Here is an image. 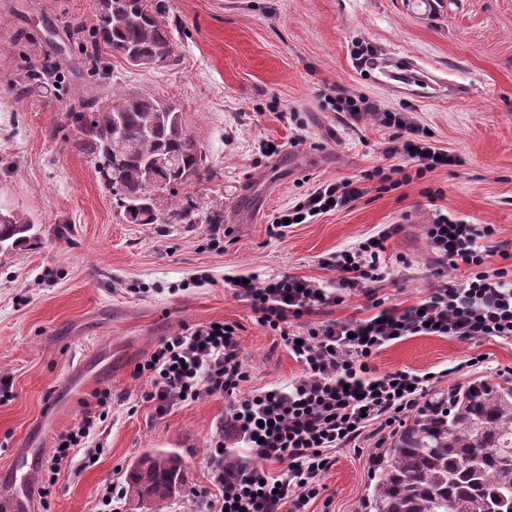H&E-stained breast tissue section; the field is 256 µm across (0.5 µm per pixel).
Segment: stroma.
<instances>
[{
    "instance_id": "obj_1",
    "label": "stroma",
    "mask_w": 512,
    "mask_h": 512,
    "mask_svg": "<svg viewBox=\"0 0 512 512\" xmlns=\"http://www.w3.org/2000/svg\"><path fill=\"white\" fill-rule=\"evenodd\" d=\"M175 66L111 61L117 82L173 100L204 148L208 175L180 188L196 224H130L75 152L61 118L87 90L70 22L92 28L97 0H0V203L35 223L30 241L0 252V476L15 449L55 446L100 391L112 407L95 464L75 457L39 512H104L107 487L158 450L178 452L186 483L170 512L213 486L206 452L226 412L205 397L156 417L133 378L158 342L185 324L240 326L248 389L282 386L301 366L225 288L228 274H292L335 286L321 260L385 228L389 303L413 305L436 268L425 236L439 215L491 224L492 264L512 253V0H443L424 15L419 0H167ZM374 58L360 64L357 45ZM51 60L56 82L15 95L24 67ZM405 112L462 163L367 193L351 206L288 227L272 216L319 184L403 167L394 130L351 120L329 103L336 88ZM227 229L212 247L206 216ZM208 274L210 283L192 286ZM483 354L512 368V342L412 336L373 365L438 371ZM379 438L341 448L325 476L330 505L307 512H359Z\"/></svg>"
}]
</instances>
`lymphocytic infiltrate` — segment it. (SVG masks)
<instances>
[{
  "mask_svg": "<svg viewBox=\"0 0 512 512\" xmlns=\"http://www.w3.org/2000/svg\"><path fill=\"white\" fill-rule=\"evenodd\" d=\"M336 111L358 120L372 116L395 129L401 154L416 176L460 164L459 156L435 145L431 134L414 125L405 113L382 110L363 96L337 89ZM365 194L354 179L326 183L272 221L273 233L284 234L285 219L310 217L347 206ZM490 224H467L440 217L428 225L426 240L439 280L426 296L410 306L387 303L380 296L387 277L385 242L380 231L355 246L336 251L324 266L338 275L337 292L306 277L281 275L224 278L234 296L245 301L258 322L279 336L302 372L288 385L263 391L247 389L250 373L239 339L238 324L215 328L213 323L182 326L163 338L135 370L148 378L144 398L156 416L203 397L226 398L229 411L218 426L207 454L220 496L207 500L208 512H305L325 492L324 478L340 448L356 446L366 431L384 432L416 410L428 388L450 372L487 367L477 355L454 369L418 373L377 372L380 351L409 336H448L459 340L512 341V267H491L483 239L493 236ZM466 267L464 280L453 272ZM361 295L374 313L366 318L326 319L329 308L345 296ZM111 397L103 393L86 407L80 420L58 436L46 462L49 476L71 464L74 449L85 460L100 454L95 436L105 423ZM243 449V461L230 459L228 447Z\"/></svg>",
  "mask_w": 512,
  "mask_h": 512,
  "instance_id": "1",
  "label": "lymphocytic infiltrate"
}]
</instances>
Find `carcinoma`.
Masks as SVG:
<instances>
[{"mask_svg": "<svg viewBox=\"0 0 512 512\" xmlns=\"http://www.w3.org/2000/svg\"><path fill=\"white\" fill-rule=\"evenodd\" d=\"M166 0H98L81 63L97 89L66 114L71 146L91 158L101 185L132 224H195L170 197L200 178L206 154L176 104L118 86L105 57L149 61L171 52ZM164 193L166 209L152 205ZM33 221L0 204V250L30 238ZM184 482L179 454L158 450L127 473L125 495L144 512H169ZM361 512H512V378L455 384L425 400L379 453Z\"/></svg>", "mask_w": 512, "mask_h": 512, "instance_id": "1", "label": "carcinoma"}]
</instances>
